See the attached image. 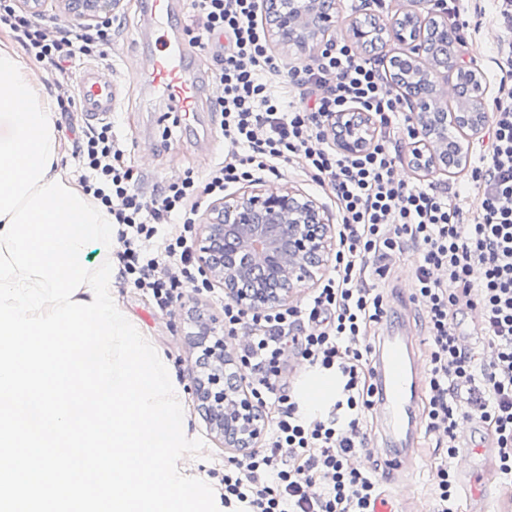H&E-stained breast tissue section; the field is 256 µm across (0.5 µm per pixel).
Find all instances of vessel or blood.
Masks as SVG:
<instances>
[{
	"instance_id": "b4317fda",
	"label": "vessel or blood",
	"mask_w": 512,
	"mask_h": 512,
	"mask_svg": "<svg viewBox=\"0 0 512 512\" xmlns=\"http://www.w3.org/2000/svg\"><path fill=\"white\" fill-rule=\"evenodd\" d=\"M177 10L175 0H150L149 12L160 23L156 41L158 50L145 59L143 72L148 76L157 95L168 103L170 111H196L202 98L213 92L212 78L190 70L184 61L182 48L169 21ZM117 82L111 74L96 66L81 71L76 94L79 106L91 120H104L115 108ZM373 370L380 378L378 404L388 430L387 445L393 450L388 463L395 469L413 466L414 438L411 424L414 403L423 379L420 362L405 336L384 338L373 359ZM456 467L468 482L474 497H481L474 480L475 462L471 449H464L456 460Z\"/></svg>"
}]
</instances>
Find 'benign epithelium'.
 <instances>
[{"instance_id":"obj_1","label":"benign epithelium","mask_w":512,"mask_h":512,"mask_svg":"<svg viewBox=\"0 0 512 512\" xmlns=\"http://www.w3.org/2000/svg\"><path fill=\"white\" fill-rule=\"evenodd\" d=\"M117 0H65L66 9L91 24L109 19ZM272 36L282 44L303 45L305 33L323 32L336 13L335 0H269ZM437 32L457 41L448 16L430 13ZM389 36L406 46L404 57L415 61L424 52L420 38H408L407 27L391 25ZM448 78V69L437 68L427 76L420 92L407 96L413 119L421 127V139L412 144L417 167L430 170L438 165L449 172L440 147L447 142L448 128L462 133L476 131L471 114L437 112L444 90L438 78ZM332 128L339 150L355 154L374 136L372 118L351 109L336 114ZM214 217L197 236L193 257L206 286L217 281L244 314H259L271 307H286L294 288L314 279V271L328 262L333 243L330 215L314 200L293 188L267 191L253 183L243 191L224 197L214 206ZM214 327H204L198 346L203 356L224 358V339L206 345ZM244 375L213 370L207 381L198 380L193 393L211 427L224 436L226 448H249L259 442L265 425L252 395L244 389Z\"/></svg>"}]
</instances>
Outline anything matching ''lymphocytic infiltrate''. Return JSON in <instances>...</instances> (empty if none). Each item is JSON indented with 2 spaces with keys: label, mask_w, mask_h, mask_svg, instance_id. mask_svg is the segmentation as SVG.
<instances>
[{
  "label": "lymphocytic infiltrate",
  "mask_w": 512,
  "mask_h": 512,
  "mask_svg": "<svg viewBox=\"0 0 512 512\" xmlns=\"http://www.w3.org/2000/svg\"><path fill=\"white\" fill-rule=\"evenodd\" d=\"M457 30H500L490 57L497 80L485 139L455 190L398 179L400 132L417 128L395 93L381 59L344 38L327 39L310 64L284 70L262 20L263 0H190L188 42L212 58L211 76L223 93L212 109L234 149L201 178L185 176L147 194L124 162V145L108 122L87 127L74 156L83 189L120 225L123 272L162 303L179 300L195 278L191 228L207 199L223 196L262 171L293 165L329 188L338 210L336 264L303 307L274 308L245 319L224 303V331L248 326L239 357L247 387L272 430L264 447L224 469V500L244 512H373L382 490L351 459L366 448L363 415L375 394L371 324L382 320L383 297L370 274H384L403 247L422 256L415 296L428 328L430 372L426 430L446 455L436 467L432 512H458L451 467L463 421L481 424L496 449L495 468L512 479V0H432ZM0 27L38 61L67 72L77 56L104 57L111 23L85 29L57 26L47 34L38 18L0 0ZM367 112L377 135L348 156L330 142L335 114ZM179 224L164 255L149 243L161 225ZM489 355H482L481 346ZM336 374L341 391L313 415L303 413L288 384L286 356Z\"/></svg>",
  "instance_id": "obj_1"
}]
</instances>
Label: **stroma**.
<instances>
[{"label":"stroma","instance_id":"stroma-1","mask_svg":"<svg viewBox=\"0 0 512 512\" xmlns=\"http://www.w3.org/2000/svg\"><path fill=\"white\" fill-rule=\"evenodd\" d=\"M145 0H118L112 17V42L107 46L106 66L111 67L120 83L117 109L111 116L112 130L127 149L126 161L139 163L138 152L145 149L153 154L155 169L147 176L148 185H162L186 173L204 176L229 151L219 129V118L210 110H202L197 124L174 126L166 117L164 101L153 94L140 75L139 57L151 51L155 43L150 35ZM420 264L419 254L405 250L390 265L387 273L370 276L384 296L387 315L371 325L367 341L379 345L393 327H402L405 335L415 340L420 362L428 360V346L423 310L412 301L410 285ZM226 294L221 286L196 289L194 284L183 286L182 298L171 306L159 307L151 292L121 281L116 300L121 309L135 319L165 355L170 377L178 388L184 415L195 437L203 439L202 456L190 462L192 473L202 476L216 491H223L224 466L230 458L242 457V450L225 447L219 434L213 431L190 391L194 379L203 371L197 364L199 351L196 335L199 327L195 315L223 318ZM416 431L414 452L418 462L411 471L390 470L386 463L368 458L366 467L382 486L386 497L394 498L397 512H431L430 489L434 481V462L438 455L425 433L427 400L418 393L415 400ZM479 480L488 492L483 501L484 512H512V497L506 496L503 482L495 473L492 455L475 458Z\"/></svg>","mask_w":512,"mask_h":512}]
</instances>
